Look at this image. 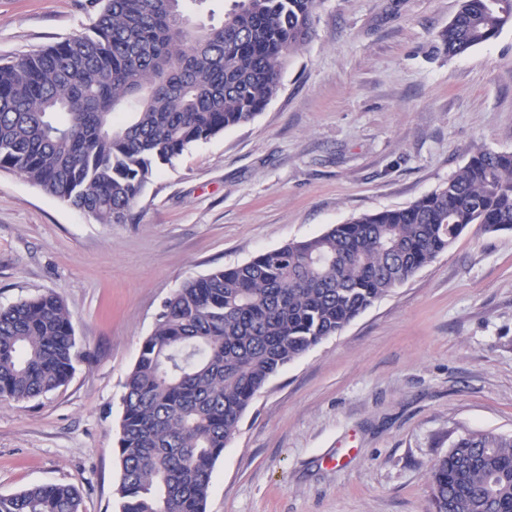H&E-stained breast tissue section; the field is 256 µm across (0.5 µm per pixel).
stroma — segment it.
<instances>
[{"label":"stroma","mask_w":512,"mask_h":512,"mask_svg":"<svg viewBox=\"0 0 512 512\" xmlns=\"http://www.w3.org/2000/svg\"><path fill=\"white\" fill-rule=\"evenodd\" d=\"M458 0H320L253 122L163 166L131 224H101L0 170V305L69 309L75 372L0 404V494L71 484L116 512L125 380L189 279L404 207L484 147L512 152V24L454 58ZM88 0H0V58L87 31ZM512 434V231L472 225L434 262L256 395L207 512H430L449 433Z\"/></svg>","instance_id":"1"}]
</instances>
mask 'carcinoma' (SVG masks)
I'll return each instance as SVG.
<instances>
[{
    "label": "carcinoma",
    "mask_w": 512,
    "mask_h": 512,
    "mask_svg": "<svg viewBox=\"0 0 512 512\" xmlns=\"http://www.w3.org/2000/svg\"><path fill=\"white\" fill-rule=\"evenodd\" d=\"M185 0H91L88 31L0 62V169L100 224H125L158 168L247 124L312 36L318 0H233L197 26ZM512 24V0H458L450 57ZM472 224L512 230V152L479 148L404 208L185 281L129 372L119 422V512H206L215 462L256 394L448 250ZM75 336L47 291L0 306V402L64 386ZM433 512H512V434L467 431L429 469ZM73 485L0 495V512H81Z\"/></svg>",
    "instance_id": "obj_1"
}]
</instances>
